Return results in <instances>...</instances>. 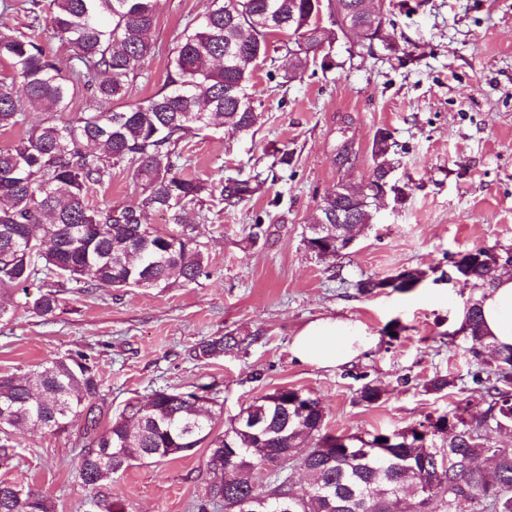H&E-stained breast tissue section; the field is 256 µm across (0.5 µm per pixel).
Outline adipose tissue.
<instances>
[{"label":"adipose tissue","instance_id":"1","mask_svg":"<svg viewBox=\"0 0 512 512\" xmlns=\"http://www.w3.org/2000/svg\"><path fill=\"white\" fill-rule=\"evenodd\" d=\"M484 332L499 348L512 347V273L498 272L492 285L478 295ZM357 323L341 318H322L308 323L296 335L292 354L300 362L335 367L374 345Z\"/></svg>","mask_w":512,"mask_h":512}]
</instances>
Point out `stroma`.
<instances>
[{"label":"stroma","mask_w":512,"mask_h":512,"mask_svg":"<svg viewBox=\"0 0 512 512\" xmlns=\"http://www.w3.org/2000/svg\"><path fill=\"white\" fill-rule=\"evenodd\" d=\"M209 0H157L150 56L125 103L154 94L167 77L173 38L202 17ZM386 43L350 47L327 26L322 48L294 70L284 50L259 64L254 90L258 120L246 134L203 131L184 145L186 174L244 179L262 173L263 193L233 208L202 207L199 239L207 276L166 288L114 293L69 282L53 314L37 300L56 282L39 274L26 288L0 295V376L24 378L46 361L86 353L111 414L146 403L158 390L211 388L215 432L248 403L288 386L318 397L324 430L333 435L400 430L426 415L450 412L469 399L473 357L448 334L459 328L478 291L443 273L452 257L475 247H512V0H386ZM331 68H323L324 60ZM395 143L394 179L402 199L374 207L376 219L354 246L331 260L305 247L307 224L338 182L367 179L377 131ZM349 142L352 161L336 155ZM285 146L288 168L266 150ZM262 223L258 237L251 226ZM404 268L426 270L406 293L359 294L358 280ZM339 316L376 336L375 347L349 363L321 368L299 363L291 346L306 323ZM251 337L223 356L195 357L214 336ZM455 378L435 393L434 375ZM384 391L359 402L363 382ZM83 419L54 433L21 425L8 431L13 453L0 481L51 501L54 512H100V501L125 512H199L213 479L208 448L132 463L88 489L78 475Z\"/></svg>","instance_id":"1"}]
</instances>
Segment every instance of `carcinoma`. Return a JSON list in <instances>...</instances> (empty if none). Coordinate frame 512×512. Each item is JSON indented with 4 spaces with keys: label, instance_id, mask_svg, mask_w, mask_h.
Wrapping results in <instances>:
<instances>
[{
    "label": "carcinoma",
    "instance_id": "1",
    "mask_svg": "<svg viewBox=\"0 0 512 512\" xmlns=\"http://www.w3.org/2000/svg\"><path fill=\"white\" fill-rule=\"evenodd\" d=\"M156 0H31L30 33L0 31V61L9 63L12 84L0 88V130L38 116L19 143L0 148V293L27 284L38 268L87 287L166 288L171 279L196 281L208 257L198 240L191 207L214 197L215 186L181 171L184 143L215 128L235 131L256 124V99L249 93L258 63L267 59L269 41L294 39L295 68L307 66L310 51L322 45L314 15L329 9L348 39L386 42L382 22L359 9L363 0H209L199 20L174 37L164 85L150 97L119 105L152 53ZM48 35L75 52V64L60 68L42 42ZM91 80L85 82V76ZM90 91L92 107L63 121L79 89ZM387 132L372 142L374 162L395 164ZM128 167L141 191L120 207L91 206L96 188L112 170ZM257 173L219 180L220 201L234 207L262 191ZM164 211L174 229L164 232L144 222L145 213ZM346 223H332L336 212ZM328 231L309 240L320 259L343 252L353 224H371L372 207L345 186L326 195L312 218ZM507 248H479L463 256L459 279L475 288L494 282L497 257ZM427 272L406 268L384 278L355 284L364 295L405 293ZM38 313L58 307L57 292L37 301ZM463 338L478 370L472 381L483 391V409L467 408L427 416L399 431L336 436L324 432L325 408L319 398L280 388L243 408L222 433H213L211 398L179 390H159L140 406L130 404L99 431L109 409L100 404V379L88 355L77 352L47 362L30 377L0 376V432L25 422L64 431L84 417L81 477L95 488L132 461L163 458L171 449L209 448L208 466L216 476L208 496L224 502V512H397L400 489L418 484L411 512H512V448L491 444L492 432L512 430V347L499 349L484 336L479 302L464 308ZM247 338L219 336L201 342L196 355L224 354ZM460 461L448 473L423 465L436 451L435 438ZM292 453L284 459L279 449ZM111 460L102 465L100 454ZM408 461L410 468L396 463ZM273 468L272 484L255 489L253 471ZM300 467L307 491L292 486L286 470ZM0 512H53L44 497L0 481Z\"/></svg>",
    "mask_w": 512,
    "mask_h": 512
}]
</instances>
